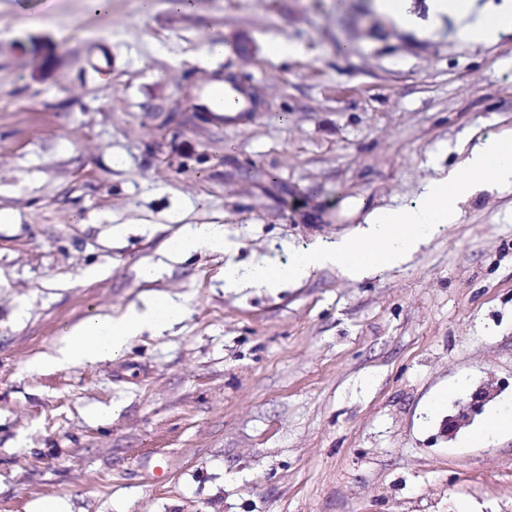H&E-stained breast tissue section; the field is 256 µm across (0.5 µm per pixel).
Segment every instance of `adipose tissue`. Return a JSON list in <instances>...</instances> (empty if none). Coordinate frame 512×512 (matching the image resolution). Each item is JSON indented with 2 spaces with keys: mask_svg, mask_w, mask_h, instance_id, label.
Here are the masks:
<instances>
[{
  "mask_svg": "<svg viewBox=\"0 0 512 512\" xmlns=\"http://www.w3.org/2000/svg\"><path fill=\"white\" fill-rule=\"evenodd\" d=\"M431 25L450 19L460 24V34L469 44H493L512 30V13H492L477 0H427ZM495 181L512 184V134L486 137L464 162L447 175L425 184L412 205L376 213L356 236L341 238L308 249L287 266L265 261L251 265L246 274L229 268L227 282L238 276L269 288L282 282H299L315 270L334 267L352 278L383 268L402 266L409 255L440 227L454 223L461 200L479 185ZM224 232L214 224H188L171 238L168 254L183 260L197 253L222 250ZM182 306L167 295H158L144 305H133L117 316L97 314L64 329L49 363L69 366L98 362L122 355L145 331H161L177 323Z\"/></svg>",
  "mask_w": 512,
  "mask_h": 512,
  "instance_id": "1",
  "label": "adipose tissue"
}]
</instances>
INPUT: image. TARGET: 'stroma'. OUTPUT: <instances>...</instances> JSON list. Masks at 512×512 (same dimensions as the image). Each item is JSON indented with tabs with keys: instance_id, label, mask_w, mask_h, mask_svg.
Segmentation results:
<instances>
[{
	"instance_id": "stroma-1",
	"label": "stroma",
	"mask_w": 512,
	"mask_h": 512,
	"mask_svg": "<svg viewBox=\"0 0 512 512\" xmlns=\"http://www.w3.org/2000/svg\"><path fill=\"white\" fill-rule=\"evenodd\" d=\"M167 2L0 0V512H512V433L462 444L512 409V185L398 268L224 280L355 235L512 134V30L473 46L375 0ZM273 35L301 54L270 57ZM35 41L57 54L41 79ZM209 42L223 59L192 63ZM227 74L257 104L230 125L197 99ZM186 224L231 250L170 259ZM156 293L172 327L40 365L65 327ZM380 8L389 19L407 30L418 29L420 20L412 13V0H378Z\"/></svg>"
}]
</instances>
